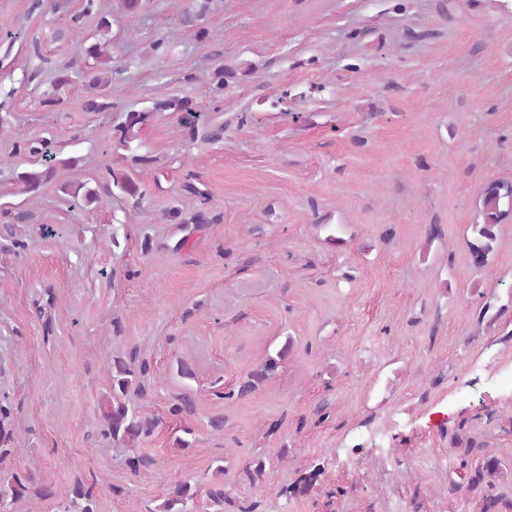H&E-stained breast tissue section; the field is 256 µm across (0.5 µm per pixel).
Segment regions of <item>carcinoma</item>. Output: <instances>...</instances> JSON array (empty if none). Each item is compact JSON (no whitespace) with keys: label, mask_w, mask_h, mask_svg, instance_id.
<instances>
[{"label":"carcinoma","mask_w":512,"mask_h":512,"mask_svg":"<svg viewBox=\"0 0 512 512\" xmlns=\"http://www.w3.org/2000/svg\"><path fill=\"white\" fill-rule=\"evenodd\" d=\"M212 0H192L182 15V25L196 29V33H205V28L199 26V20L211 8ZM181 110L189 114L192 130H198L201 111L189 106L185 101L165 100L156 102L148 111H129L124 121L117 128L119 147L129 151L135 138V129L146 124L157 112ZM29 153L40 157L41 169L23 172L18 175L21 191L32 196L42 185L53 176L56 155L51 153L46 143L39 142L29 147ZM102 189L110 193L112 188H118L125 195L141 199L143 192L133 177L126 173L108 172ZM481 222L471 225L472 236L467 241V247L473 261L483 265L494 255L497 248L498 228L505 219L512 215V181L492 179L484 183L481 192ZM278 367L277 360L268 359L258 370L247 375L238 387L237 396L244 397L252 393L259 382L265 380ZM147 371V365L139 363L136 355H116L110 362L112 394L107 400L104 412L105 425L102 434L114 441L135 443L150 437L157 425V419L149 418L140 413L139 408L128 403L129 394L134 392L144 394L140 376ZM480 455V461L470 471L468 489L474 493V508L471 512H512V500L491 493L494 480L501 473L502 461L499 457L488 455L475 443L469 441L465 447L458 449L459 466L468 467V458ZM40 493L35 487L29 466L15 471L9 482V496L6 502L0 503V512H9L12 504L29 496L30 493ZM196 492L186 484H179L171 489L158 512H190L188 504L194 500ZM58 512H96V501L93 491L80 483H76L67 491L58 507Z\"/></svg>","instance_id":"cac0c4a2"}]
</instances>
